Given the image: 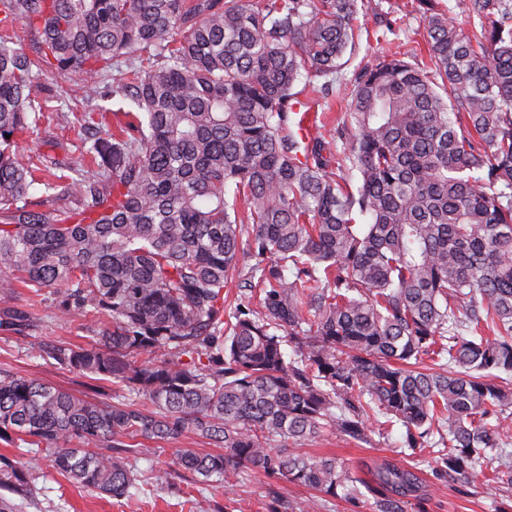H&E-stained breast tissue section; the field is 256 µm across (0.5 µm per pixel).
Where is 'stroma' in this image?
Instances as JSON below:
<instances>
[{
  "instance_id": "stroma-1",
  "label": "stroma",
  "mask_w": 512,
  "mask_h": 512,
  "mask_svg": "<svg viewBox=\"0 0 512 512\" xmlns=\"http://www.w3.org/2000/svg\"><path fill=\"white\" fill-rule=\"evenodd\" d=\"M405 0H366V11L360 14L359 42L347 65L333 85L330 101L333 113L343 112L353 84V71L358 63H374L383 54L415 50L417 61H426L427 49L420 19H412L408 30L377 43L373 31L380 13L389 7L403 6ZM80 137L78 125L57 120L42 124L38 131L22 141L20 156L44 153L79 165L83 158L76 148ZM19 304L31 314L29 336L19 340L12 333L0 330V369L57 386L65 391L109 400L119 389L111 383L97 381L42 359L38 349L61 342H78L82 331L77 313H58L51 291L31 298L26 289L17 293ZM368 438L354 443L335 434L325 433L303 445L302 450L313 457L333 456L343 460L351 471L379 496L391 499L401 512H496L498 504L512 506V488L475 476L470 484L449 481L428 452L408 456L401 451L402 428L379 432L375 419H368ZM179 448L208 451V444L187 433L170 441L141 440L124 450L122 457L134 475L128 494L114 498L87 491L73 485L58 472L48 458L29 463L41 493L37 499L24 502L22 512H307L314 491L289 483L283 478L244 472L236 486L200 490L195 476L175 467L173 454ZM408 470L416 480L407 488L383 484L381 475L389 468ZM170 469V484L152 482V470Z\"/></svg>"
}]
</instances>
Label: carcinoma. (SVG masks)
<instances>
[{
  "instance_id": "carcinoma-1",
  "label": "carcinoma",
  "mask_w": 512,
  "mask_h": 512,
  "mask_svg": "<svg viewBox=\"0 0 512 512\" xmlns=\"http://www.w3.org/2000/svg\"><path fill=\"white\" fill-rule=\"evenodd\" d=\"M463 2L469 31L440 0L386 12L382 41L423 15L428 61L355 72L327 155L294 130L295 86L328 98L363 0H0V329L29 327L16 289L52 288L91 336L40 355L124 391L0 370V440L19 450L0 491L23 492L21 459L42 453L122 497L134 478L112 451L191 432L224 449L177 451L202 485L249 470L360 499L344 462L298 447L327 431L364 442L371 414L454 480L512 484L492 453L512 421L495 382L512 376V0ZM44 62L80 76L88 104L128 101L110 139L95 138L104 108L75 116L96 174L48 178L70 165L17 158L48 110ZM36 189L77 204L37 211Z\"/></svg>"
}]
</instances>
